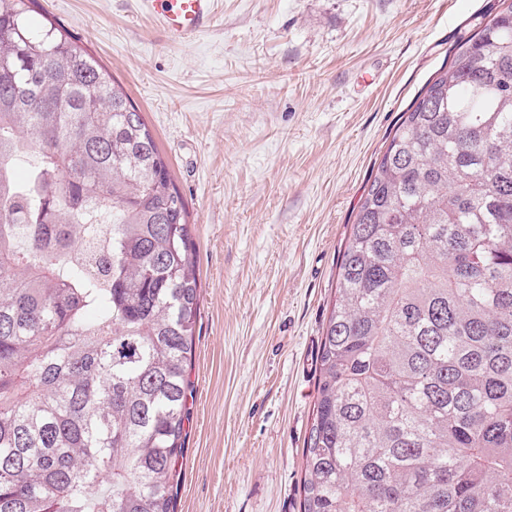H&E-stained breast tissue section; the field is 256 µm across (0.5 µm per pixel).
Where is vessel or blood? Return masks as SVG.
Segmentation results:
<instances>
[{
    "label": "vessel or blood",
    "instance_id": "obj_1",
    "mask_svg": "<svg viewBox=\"0 0 512 512\" xmlns=\"http://www.w3.org/2000/svg\"><path fill=\"white\" fill-rule=\"evenodd\" d=\"M151 12L169 39L180 42L207 30L214 14V0H151Z\"/></svg>",
    "mask_w": 512,
    "mask_h": 512
}]
</instances>
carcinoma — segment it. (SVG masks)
Returning a JSON list of instances; mask_svg holds the SVG:
<instances>
[{"instance_id":"obj_1","label":"carcinoma","mask_w":512,"mask_h":512,"mask_svg":"<svg viewBox=\"0 0 512 512\" xmlns=\"http://www.w3.org/2000/svg\"><path fill=\"white\" fill-rule=\"evenodd\" d=\"M36 5L0 0V512H176L190 212L142 112L64 29L32 26ZM374 168L316 358L301 512H512V0Z\"/></svg>"}]
</instances>
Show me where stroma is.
Returning <instances> with one entry per match:
<instances>
[{
  "instance_id": "obj_1",
  "label": "stroma",
  "mask_w": 512,
  "mask_h": 512,
  "mask_svg": "<svg viewBox=\"0 0 512 512\" xmlns=\"http://www.w3.org/2000/svg\"><path fill=\"white\" fill-rule=\"evenodd\" d=\"M129 93L200 273L177 512H300L315 359L373 164L498 0H215L168 42L145 0H39Z\"/></svg>"
}]
</instances>
